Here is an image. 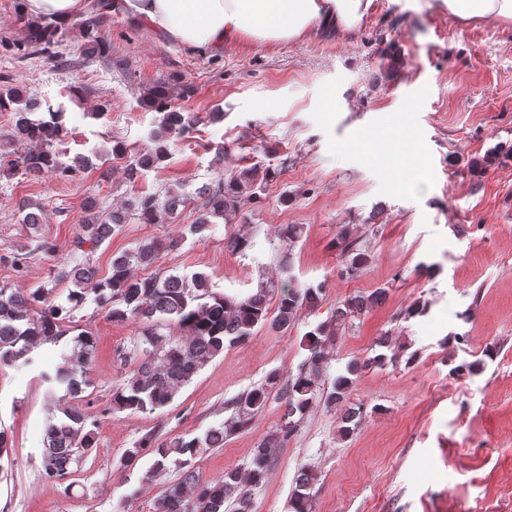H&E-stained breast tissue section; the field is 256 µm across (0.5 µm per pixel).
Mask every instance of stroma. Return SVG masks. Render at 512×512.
Masks as SVG:
<instances>
[{
	"instance_id": "obj_1",
	"label": "stroma",
	"mask_w": 512,
	"mask_h": 512,
	"mask_svg": "<svg viewBox=\"0 0 512 512\" xmlns=\"http://www.w3.org/2000/svg\"><path fill=\"white\" fill-rule=\"evenodd\" d=\"M100 31L108 61L83 59L81 19L62 33L65 62H24L0 46V75L41 106L63 108L68 156L86 157L73 180L39 178L0 164V285L25 290L49 283L51 270L74 263L73 242L84 205L123 206L137 194L172 187L190 194L244 170H271L236 223L190 233L197 213L181 209L164 224L130 222L85 254L98 278L112 258L145 237L176 238L158 262L183 277L206 275L212 292L241 298L263 280L295 278L324 285L316 307L302 309L288 333L256 326L245 342L208 361L166 407L153 413L109 411L128 368L139 324L116 322L94 299L72 314L59 345L34 349L33 365L0 370V429L11 436L0 459V512H153L178 469L152 481L142 458L119 459L146 432L192 438L230 417L233 396L267 374L297 370L307 356L305 332L330 320L348 296L381 291L383 299L329 347V376L353 361L391 355L363 372L351 401L361 420L348 439L341 411L316 402L278 448L267 477L251 492L252 512H290L302 469L316 477L314 512H512V25L459 24L429 0H373L359 36L339 39L320 26L303 38L225 45L200 55L149 26L108 13ZM159 82L176 84L173 103L194 125L170 142L160 168L126 174L112 157L114 141L151 147L159 115L139 98ZM412 144L423 170L389 172L363 148L371 133ZM42 208V224L23 221V205ZM297 224L283 242L278 230ZM349 224L368 266L340 275L338 225ZM253 237L246 253L227 249L239 230ZM57 250L39 251L42 238ZM24 253V273L6 258ZM422 313L411 316L412 304ZM91 332L95 353L86 389L98 446L74 468L70 488L47 484L43 436L61 401L39 374L79 333ZM481 361L480 373L459 371ZM283 409L269 400L252 423L192 464L202 479L246 470L253 450L280 428Z\"/></svg>"
}]
</instances>
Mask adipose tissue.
<instances>
[{
	"label": "adipose tissue",
	"instance_id": "1",
	"mask_svg": "<svg viewBox=\"0 0 512 512\" xmlns=\"http://www.w3.org/2000/svg\"><path fill=\"white\" fill-rule=\"evenodd\" d=\"M372 0H117L121 12L196 54L303 37L319 24L354 38ZM460 23H512V0H441Z\"/></svg>",
	"mask_w": 512,
	"mask_h": 512
}]
</instances>
